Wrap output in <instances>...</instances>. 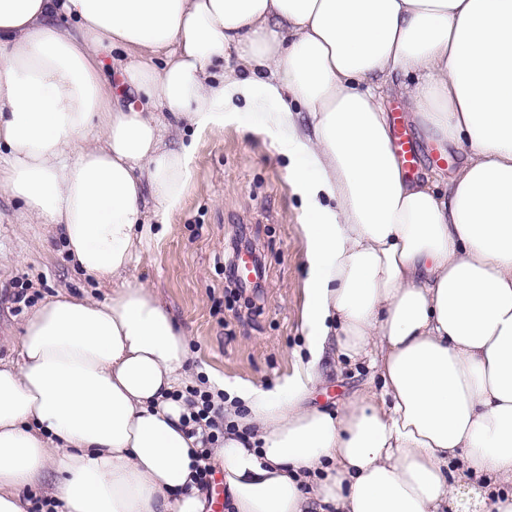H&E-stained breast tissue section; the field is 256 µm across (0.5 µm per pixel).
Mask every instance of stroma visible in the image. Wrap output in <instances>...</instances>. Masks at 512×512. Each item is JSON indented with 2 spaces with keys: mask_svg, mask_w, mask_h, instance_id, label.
Instances as JSON below:
<instances>
[{
  "mask_svg": "<svg viewBox=\"0 0 512 512\" xmlns=\"http://www.w3.org/2000/svg\"><path fill=\"white\" fill-rule=\"evenodd\" d=\"M384 104L417 144L421 168L451 174L461 151L446 149L436 162L435 145L410 121L401 89L386 91ZM287 165L266 134L237 124L202 134L182 206L160 237L146 238L127 276L129 284L150 288L188 337L186 385L271 390L287 382L305 351L304 211ZM238 240L259 257L258 287L240 290L225 276ZM112 288L72 263L59 225L24 223L0 189V359L16 356L25 322L46 301L63 292L104 302ZM20 290L28 298L21 307L13 298ZM322 366L314 406L337 411L355 391L381 388L368 363L329 356Z\"/></svg>",
  "mask_w": 512,
  "mask_h": 512,
  "instance_id": "stroma-1",
  "label": "stroma"
}]
</instances>
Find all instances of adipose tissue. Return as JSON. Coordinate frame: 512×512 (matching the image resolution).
Returning a JSON list of instances; mask_svg holds the SVG:
<instances>
[{
	"mask_svg": "<svg viewBox=\"0 0 512 512\" xmlns=\"http://www.w3.org/2000/svg\"><path fill=\"white\" fill-rule=\"evenodd\" d=\"M409 75L452 176L395 152L384 93ZM241 100L304 205L309 358L227 392L233 512H458L474 480L472 512H512V0H0V189L117 284L50 299L0 359V512L46 482L60 512H205L188 339L126 278L146 215L185 198L170 132ZM330 349L382 381L337 414L308 403Z\"/></svg>",
	"mask_w": 512,
	"mask_h": 512,
	"instance_id": "1",
	"label": "adipose tissue"
}]
</instances>
